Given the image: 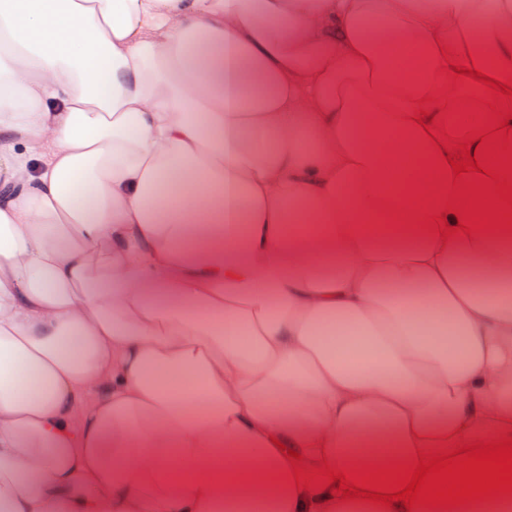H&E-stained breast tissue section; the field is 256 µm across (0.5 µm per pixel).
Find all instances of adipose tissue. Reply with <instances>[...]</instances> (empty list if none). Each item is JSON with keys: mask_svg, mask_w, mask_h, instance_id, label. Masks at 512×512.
<instances>
[{"mask_svg": "<svg viewBox=\"0 0 512 512\" xmlns=\"http://www.w3.org/2000/svg\"><path fill=\"white\" fill-rule=\"evenodd\" d=\"M488 79L512 0H0L5 512H405L287 455L512 432V233L383 211Z\"/></svg>", "mask_w": 512, "mask_h": 512, "instance_id": "obj_1", "label": "adipose tissue"}]
</instances>
